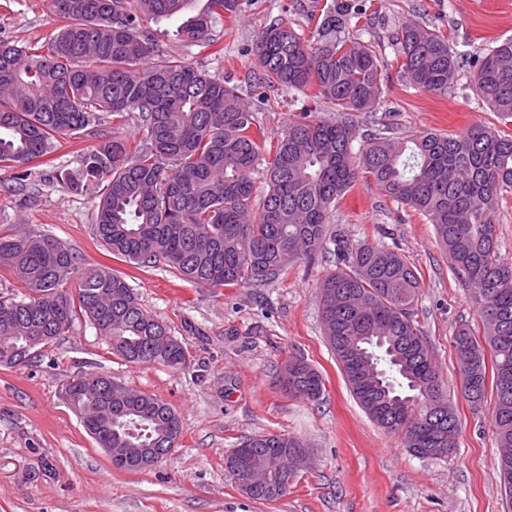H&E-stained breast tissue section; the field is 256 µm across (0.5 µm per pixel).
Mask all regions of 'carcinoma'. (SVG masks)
<instances>
[{"instance_id": "1", "label": "carcinoma", "mask_w": 512, "mask_h": 512, "mask_svg": "<svg viewBox=\"0 0 512 512\" xmlns=\"http://www.w3.org/2000/svg\"><path fill=\"white\" fill-rule=\"evenodd\" d=\"M190 0H51L61 24L30 43L0 40V168L15 171L19 188L63 137L93 135L80 167L58 169L60 188L93 199L97 241L140 267H161L196 286L267 285L291 262L324 250L336 268L319 287L327 343L349 388L379 427L400 434L419 457L446 458L456 448L458 419L430 346L415 319L418 269L395 245H352L329 231V214L359 175L387 196L425 215L454 269L472 291L483 340L469 327L454 336L460 377L476 408L483 406L491 357L492 420L500 454L497 477L512 480V263L499 254L490 218L498 196L512 191V136L479 125L448 136H378L354 148V112L378 104L387 63L372 45L345 36L372 29L367 0H310V38L286 21L264 28L252 52L258 82L302 93L312 104L288 125L262 171L253 174L264 138L237 86L170 54L148 24L184 12ZM239 0H209L186 17L176 36L222 54L213 23L233 19ZM395 59L414 88L446 97L461 62L442 31L406 24L395 36ZM476 93L503 119H512V39L469 64ZM334 118L309 119L323 104ZM112 122V132L102 130ZM142 135L130 153L118 129L130 122ZM0 268L25 292L0 296V364L28 362L75 321L88 322L108 352L129 364L187 366L182 343L166 342L167 325L141 307L124 277L111 269L80 267L61 240L41 232L0 233ZM78 275L75 290L67 288ZM286 391L315 402L319 372L304 360L285 365ZM65 398L85 419L96 444L140 448L152 456L173 448L182 434L177 411L154 394L122 388L87 374L70 381ZM254 460L292 457L308 445L298 437L249 438ZM283 472H269L274 489L250 497L272 501Z\"/></svg>"}]
</instances>
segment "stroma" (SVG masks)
<instances>
[{"mask_svg": "<svg viewBox=\"0 0 512 512\" xmlns=\"http://www.w3.org/2000/svg\"><path fill=\"white\" fill-rule=\"evenodd\" d=\"M235 20L214 33L222 56L179 42V18L151 28L168 50L218 78H232L264 129L270 157L288 124L300 120L301 96L259 84L250 48L274 21L296 31L307 20L296 0H240ZM368 41L388 66L373 111L355 113L360 139L386 131L459 134L480 124L512 134L461 69L448 97L412 88L399 73L391 36L406 23L436 27L462 60L512 38V0H374ZM50 0H0V40L26 42L56 28ZM34 201L17 192L14 172L0 169V228L29 227L73 248L82 264L125 277L144 309L171 329L188 365H131L109 354L80 321L31 362L0 365V512H512L494 474L498 448L492 402L476 409L461 391L453 336L460 325L481 331L478 308L453 269L427 217L359 179L337 202L329 227L354 244L396 243L422 276L415 318L432 350L459 419L457 448L446 459L410 455L399 435L378 427L353 397L323 335L318 288L334 262L317 255L294 262L274 283L201 288L157 268L137 267L106 252L94 235L87 196L63 193L42 169ZM304 358L323 378L311 402L288 395L277 372ZM98 372L157 395L180 414L178 445L142 471L114 468L64 397L73 378ZM274 432L306 440L310 463L273 501L250 498L225 466L232 448Z\"/></svg>", "mask_w": 512, "mask_h": 512, "instance_id": "obj_1", "label": "stroma"}]
</instances>
